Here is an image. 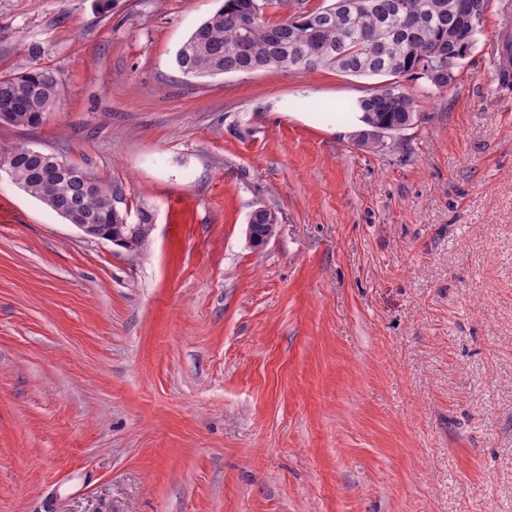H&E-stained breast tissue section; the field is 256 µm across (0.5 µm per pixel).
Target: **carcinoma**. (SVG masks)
Returning <instances> with one entry per match:
<instances>
[{"mask_svg": "<svg viewBox=\"0 0 512 512\" xmlns=\"http://www.w3.org/2000/svg\"><path fill=\"white\" fill-rule=\"evenodd\" d=\"M247 0H224L188 36L176 54L185 76L206 77L253 73L272 69H333L347 76L381 77L373 92L358 100L364 130L385 124V144L395 145L393 134L416 118L415 94L401 78L412 75L426 81L429 90L448 87V24L467 4L485 16L488 0H331V4L298 13L280 21L266 18L273 0H257L264 10L255 18L242 11ZM61 89L52 71L33 67L0 78V122L34 127L52 111ZM58 157L27 146L13 155H0V167L28 194L53 210L55 199L76 194V181L88 189L81 193L77 213L82 223L98 224L109 231L117 215L113 207L118 192L112 185L67 164L57 170L53 189L45 182L56 170ZM151 215L143 211L139 227L131 234L130 251L139 252L151 233Z\"/></svg>", "mask_w": 512, "mask_h": 512, "instance_id": "1", "label": "carcinoma"}]
</instances>
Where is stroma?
<instances>
[{
  "label": "stroma",
  "instance_id": "obj_1",
  "mask_svg": "<svg viewBox=\"0 0 512 512\" xmlns=\"http://www.w3.org/2000/svg\"><path fill=\"white\" fill-rule=\"evenodd\" d=\"M218 0H0V77L62 90L0 147L153 216L136 254L0 169V512H512V83L489 0L396 150L377 86L183 77ZM277 211L253 247V209ZM511 22L507 21L502 24L498 29V35L493 39L491 44L494 59L497 61V69L500 78L502 77L503 70L508 68L510 59V45H509V32L505 31L509 28ZM275 211L268 207H258L249 216L250 223L247 224L246 235L249 243L253 247L266 245L276 234L277 224H273L275 221ZM257 224H265L269 229L263 234V229H260V233L256 230Z\"/></svg>",
  "mask_w": 512,
  "mask_h": 512
}]
</instances>
